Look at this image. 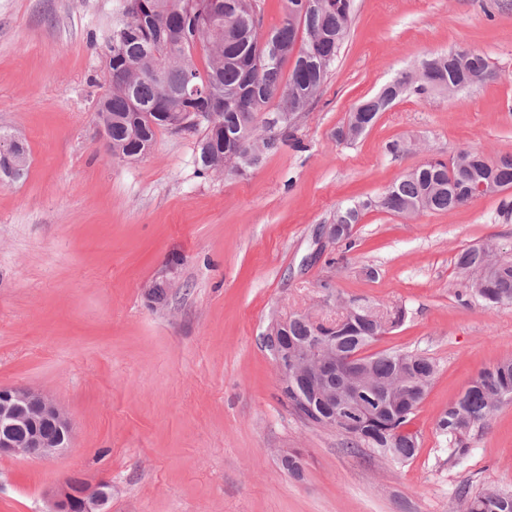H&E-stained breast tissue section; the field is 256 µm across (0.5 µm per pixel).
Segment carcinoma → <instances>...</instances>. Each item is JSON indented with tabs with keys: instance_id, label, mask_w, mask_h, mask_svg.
I'll list each match as a JSON object with an SVG mask.
<instances>
[{
	"instance_id": "obj_1",
	"label": "carcinoma",
	"mask_w": 512,
	"mask_h": 512,
	"mask_svg": "<svg viewBox=\"0 0 512 512\" xmlns=\"http://www.w3.org/2000/svg\"><path fill=\"white\" fill-rule=\"evenodd\" d=\"M256 3L262 0H221L217 10L213 0H122L121 16L105 45L110 87L96 103L97 119L112 136L113 149L129 157L143 154L157 131H172L183 112H214L215 121L222 123L221 137L205 124L193 130L202 175L219 170L226 176L243 175L268 151L290 141L294 116L310 110L349 35L353 0H286L281 23L267 34L262 32L263 19L256 18ZM199 45L205 54L202 69L193 60ZM490 75L487 56L477 50L426 59L359 104L336 137L354 139V128L366 132L404 93H458ZM473 170L512 187L511 154L492 160L462 149L448 161L431 158L413 168L376 201L338 207L335 218L356 224L371 207L402 217L453 211L476 199L470 192ZM455 266L470 296L485 308L512 304V257L497 258L490 244L472 246L458 253ZM405 317L402 306L369 312L348 304L334 320L315 323L292 315L284 330L296 341L334 333L336 362L330 366V384L339 394L347 386L351 357L401 326ZM361 370L371 392L386 399L394 419L347 435L348 449L354 453L364 447L382 462L403 465L418 451V434L409 424L438 366L420 353L384 350L365 357ZM508 402L512 357L479 370L440 418L448 458L462 463L471 452V432ZM455 496L461 512H512V491L496 486L473 496L460 489Z\"/></svg>"
}]
</instances>
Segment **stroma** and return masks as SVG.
Wrapping results in <instances>:
<instances>
[{
    "instance_id": "obj_1",
    "label": "stroma",
    "mask_w": 512,
    "mask_h": 512,
    "mask_svg": "<svg viewBox=\"0 0 512 512\" xmlns=\"http://www.w3.org/2000/svg\"><path fill=\"white\" fill-rule=\"evenodd\" d=\"M119 6L0 0V132L28 156L22 179L0 184V386L48 395L75 432L52 460L0 457V512H48L67 476L111 482L108 512H455L456 490L512 488V403L463 463L437 430L471 378L512 355V305L486 310L454 268L485 242L512 255L500 211L512 190L409 220L371 208L351 243L323 235L337 207L377 199L427 159L512 154V0H355L297 145L236 178L199 175L191 134L158 131L137 159L108 154L95 103ZM456 49L484 53L491 77L453 96L405 94L356 141L337 139L362 101ZM350 302L405 306L373 351L440 367L408 465L351 453L282 393L271 321L333 319ZM293 451L298 476L280 464Z\"/></svg>"
}]
</instances>
